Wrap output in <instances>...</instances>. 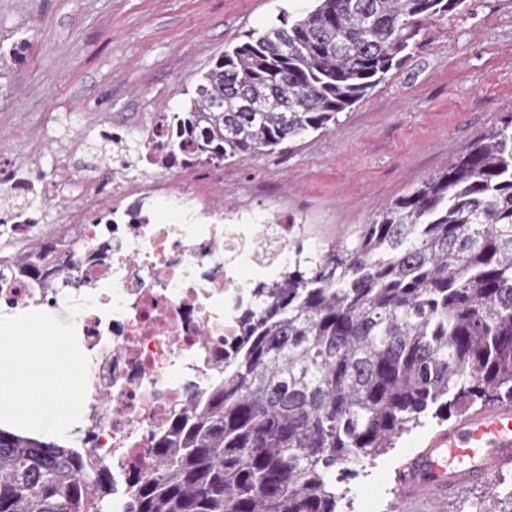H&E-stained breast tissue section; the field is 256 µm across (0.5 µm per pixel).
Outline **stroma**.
I'll return each mask as SVG.
<instances>
[{"instance_id": "35a3bbf8", "label": "stroma", "mask_w": 512, "mask_h": 512, "mask_svg": "<svg viewBox=\"0 0 512 512\" xmlns=\"http://www.w3.org/2000/svg\"><path fill=\"white\" fill-rule=\"evenodd\" d=\"M315 0H0V196L34 223L77 203L104 166L107 132L138 134L182 107L203 73L247 33L312 10ZM27 47L18 58L10 50ZM512 118V0H470L422 24L406 62L291 150L224 164L213 198L287 214L311 240L352 235L426 176L448 169ZM71 181L45 195L59 164ZM447 420L427 417L341 488L349 512H390L394 478Z\"/></svg>"}]
</instances>
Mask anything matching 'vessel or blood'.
Here are the masks:
<instances>
[{"label": "vessel or blood", "instance_id": "1", "mask_svg": "<svg viewBox=\"0 0 512 512\" xmlns=\"http://www.w3.org/2000/svg\"><path fill=\"white\" fill-rule=\"evenodd\" d=\"M512 466V401L493 400L437 431L395 479L400 512H427Z\"/></svg>", "mask_w": 512, "mask_h": 512}]
</instances>
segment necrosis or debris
Wrapping results in <instances>:
<instances>
[{"label": "necrosis or debris", "mask_w": 512, "mask_h": 512, "mask_svg": "<svg viewBox=\"0 0 512 512\" xmlns=\"http://www.w3.org/2000/svg\"><path fill=\"white\" fill-rule=\"evenodd\" d=\"M125 189L135 206L104 202L90 184L79 203L59 209L52 287L21 281L0 290L14 308L44 306L63 320L67 297L95 296L75 320L90 369L86 424L72 444L111 470L112 512L127 510L131 470L149 472L155 436L221 379L216 351L236 338L257 286L280 279L305 236L287 217L215 206L192 184L164 193L156 181L134 179ZM161 195L183 222H154ZM105 237L112 248L102 255ZM63 277L70 287H59Z\"/></svg>", "instance_id": "obj_1"}]
</instances>
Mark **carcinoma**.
Masks as SVG:
<instances>
[{"label": "carcinoma", "mask_w": 512, "mask_h": 512, "mask_svg": "<svg viewBox=\"0 0 512 512\" xmlns=\"http://www.w3.org/2000/svg\"><path fill=\"white\" fill-rule=\"evenodd\" d=\"M224 51L164 164L221 166L327 131L468 0H316ZM35 246L0 224V280ZM241 319L224 383L134 471L129 512H340L337 484L428 417L512 400V120L350 237L288 266ZM112 476L67 440L0 428V512H105Z\"/></svg>", "instance_id": "cac0c4a2"}]
</instances>
